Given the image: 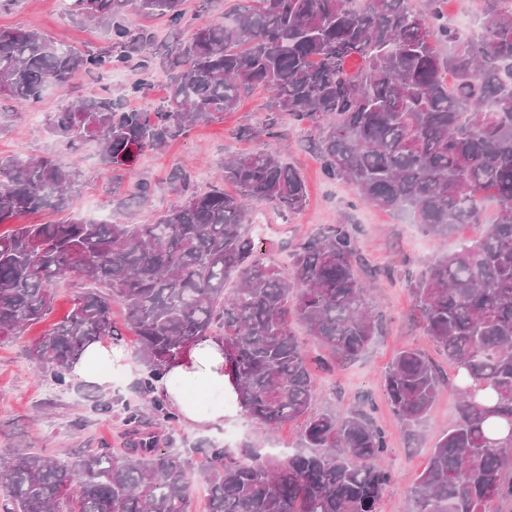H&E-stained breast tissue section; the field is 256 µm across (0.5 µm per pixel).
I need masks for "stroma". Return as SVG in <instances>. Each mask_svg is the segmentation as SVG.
Wrapping results in <instances>:
<instances>
[{
	"label": "stroma",
	"instance_id": "stroma-1",
	"mask_svg": "<svg viewBox=\"0 0 512 512\" xmlns=\"http://www.w3.org/2000/svg\"><path fill=\"white\" fill-rule=\"evenodd\" d=\"M27 27L38 28L56 42L81 50L100 49L108 44L102 28L73 23L62 0H14L12 5L0 8V28ZM134 79V73L129 70L111 76L113 99L126 107L141 109L158 104L166 97L168 76L164 70L156 71L144 97L128 95L127 89ZM100 89V82L78 73L73 75L67 89L46 86L41 102L34 106L21 109L14 107L9 99H0V111L5 113L8 125L7 131L0 133V156L27 159L51 153L65 165L79 162L86 174L68 210L28 213L22 216V223L61 224L74 219L114 215L112 173L101 161L98 143L85 142L74 155L47 134L48 121L62 96L89 95ZM266 101L263 91H254L236 110L196 126L188 136L162 149L144 152L134 166V174L150 179L154 192L140 214L154 215L176 203L177 197L168 185L172 169L182 166L192 170L198 188L204 191L221 181L226 158L266 149L283 151L285 160L302 172L309 198L303 211L288 216L278 214L271 206L255 205L251 232L259 252H270L272 259L284 267L290 262L288 243L341 220L357 229L369 265L378 271L377 276L367 277L366 283L373 307L383 316L382 333L354 363L334 372L317 368L313 375L319 390L335 392L332 408L337 415L346 414L361 399L373 403L374 419L389 434L388 464L395 475L380 503V512H410V483L426 465L436 437L452 421L457 395L451 386L442 391L429 412L418 443L410 445L388 406L381 373L399 350L410 346L423 351L442 373L453 374L452 362L431 337L423 334L412 316V299L404 274L421 272L427 259L452 251L458 237L452 234L441 239L424 234L409 215L363 204L353 184L327 181L320 172L317 157L306 146L303 128H289L282 139L256 140L238 136L237 130L242 126L261 125ZM386 266L394 268L393 278L380 275V268ZM47 329V324L42 323L14 341L0 344V455L20 450L62 457L71 448L120 450L122 407L139 400L134 389L141 374L138 360L130 359L123 374L113 378L112 412L99 414L77 388L61 389L48 379L38 377V367L28 357L27 350ZM296 431L295 425L286 424L278 432L262 437L250 420L243 419L207 436L179 424L171 435L175 447L180 449L190 448L206 436L233 451L249 439L256 441L265 452L284 457L294 450Z\"/></svg>",
	"mask_w": 512,
	"mask_h": 512
}]
</instances>
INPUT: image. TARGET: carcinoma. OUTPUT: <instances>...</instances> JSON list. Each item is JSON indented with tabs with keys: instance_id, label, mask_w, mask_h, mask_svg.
Segmentation results:
<instances>
[{
	"instance_id": "obj_1",
	"label": "carcinoma",
	"mask_w": 512,
	"mask_h": 512,
	"mask_svg": "<svg viewBox=\"0 0 512 512\" xmlns=\"http://www.w3.org/2000/svg\"><path fill=\"white\" fill-rule=\"evenodd\" d=\"M182 0H71L69 15L104 28L100 51L62 47L35 27L0 28V96L19 108L49 82L64 88L78 70H140L139 95L157 66L168 95L152 111L129 109L104 89L67 98L48 134L76 153L87 139L115 172L121 218L18 224L0 233V343L51 313L54 282L77 274L91 287L29 348L41 374L72 386L70 365L86 344L125 333L138 341L137 389L148 401L123 407L124 448L79 449L69 461L17 454L0 461V512H190L199 477L208 512H377L394 481L389 441L368 399L344 416L317 410L302 324L324 347L332 371L360 358L382 325L359 277L366 266L350 224H328L290 245L279 266L257 252L248 204L288 214L303 208L301 174L265 149L224 162V184L196 190L177 168L169 185L181 202L148 224L126 215L147 203L144 177L122 191L123 173L146 150L185 137L234 111L260 88L268 95L247 138L277 137L289 123L322 174L354 184L360 200L407 211L434 237L467 225L474 235L406 275L424 333L455 366L459 400L448 430L409 494L413 512H503L512 505V0H484L478 30L448 23L441 0H244L223 19L186 17ZM165 15L175 30L157 44L129 14ZM361 60L351 70L346 61ZM83 177L48 155L0 157V225L41 210H64ZM494 211L487 214V204ZM124 321L112 319V305ZM223 331L228 372L245 417L272 432L299 426L286 461L252 442L236 453L215 442L180 452L161 431L176 415L153 396L154 382L187 343ZM448 385L416 348L383 373L388 401L408 441ZM201 468L195 469L194 456Z\"/></svg>"
}]
</instances>
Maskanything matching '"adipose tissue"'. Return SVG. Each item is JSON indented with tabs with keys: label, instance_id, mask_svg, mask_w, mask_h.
Returning a JSON list of instances; mask_svg holds the SVG:
<instances>
[{
	"label": "adipose tissue",
	"instance_id": "adipose-tissue-1",
	"mask_svg": "<svg viewBox=\"0 0 512 512\" xmlns=\"http://www.w3.org/2000/svg\"><path fill=\"white\" fill-rule=\"evenodd\" d=\"M126 359L122 347L106 340L89 343L70 367L73 378L99 387L110 386L112 371ZM218 392L207 411H200L190 395L196 384ZM155 396L164 399L182 424L198 431H212L243 418L235 388L224 371V341L210 336L187 345L170 361L154 383Z\"/></svg>",
	"mask_w": 512,
	"mask_h": 512
}]
</instances>
